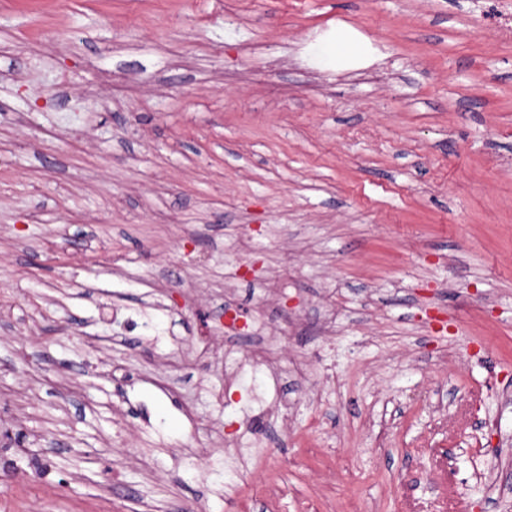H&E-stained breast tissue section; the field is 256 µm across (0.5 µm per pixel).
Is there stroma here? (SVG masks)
<instances>
[{
  "label": "stroma",
  "instance_id": "stroma-1",
  "mask_svg": "<svg viewBox=\"0 0 512 512\" xmlns=\"http://www.w3.org/2000/svg\"><path fill=\"white\" fill-rule=\"evenodd\" d=\"M506 10L0 0V512H512ZM332 46L336 47L334 55L353 56L360 51V42L355 33L348 27L336 25V30L333 32Z\"/></svg>",
  "mask_w": 512,
  "mask_h": 512
}]
</instances>
